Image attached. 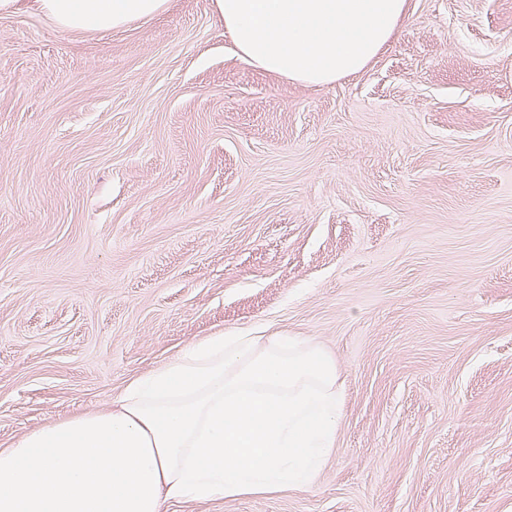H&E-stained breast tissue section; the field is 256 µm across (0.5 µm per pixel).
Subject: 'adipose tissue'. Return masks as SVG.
I'll use <instances>...</instances> for the list:
<instances>
[{
	"instance_id": "obj_1",
	"label": "adipose tissue",
	"mask_w": 512,
	"mask_h": 512,
	"mask_svg": "<svg viewBox=\"0 0 512 512\" xmlns=\"http://www.w3.org/2000/svg\"><path fill=\"white\" fill-rule=\"evenodd\" d=\"M224 29L256 67L307 85L365 69L407 16L406 0H213ZM64 29L117 30L168 0H41Z\"/></svg>"
}]
</instances>
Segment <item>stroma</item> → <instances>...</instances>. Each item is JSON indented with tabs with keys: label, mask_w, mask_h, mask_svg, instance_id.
Here are the masks:
<instances>
[{
	"label": "stroma",
	"mask_w": 512,
	"mask_h": 512,
	"mask_svg": "<svg viewBox=\"0 0 512 512\" xmlns=\"http://www.w3.org/2000/svg\"><path fill=\"white\" fill-rule=\"evenodd\" d=\"M239 331L333 356L335 443L307 489L167 512H512V0H408L322 86L213 0L0 14V448ZM41 8L62 29L117 30L155 17L168 0H41Z\"/></svg>",
	"instance_id": "stroma-1"
}]
</instances>
